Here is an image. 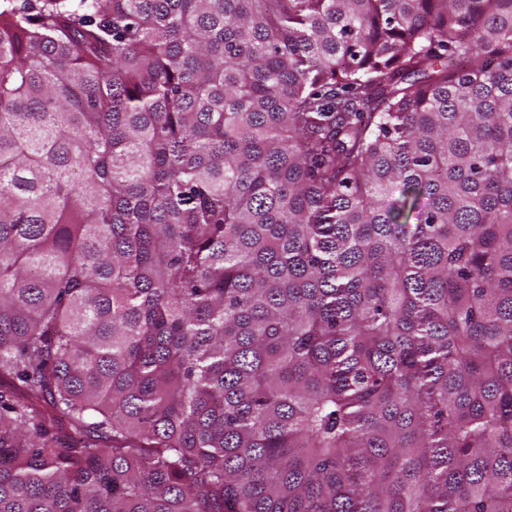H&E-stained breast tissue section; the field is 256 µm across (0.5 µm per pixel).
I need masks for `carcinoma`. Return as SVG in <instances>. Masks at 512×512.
Segmentation results:
<instances>
[{"mask_svg": "<svg viewBox=\"0 0 512 512\" xmlns=\"http://www.w3.org/2000/svg\"><path fill=\"white\" fill-rule=\"evenodd\" d=\"M0 512H512V0L0 5Z\"/></svg>", "mask_w": 512, "mask_h": 512, "instance_id": "obj_1", "label": "carcinoma"}]
</instances>
